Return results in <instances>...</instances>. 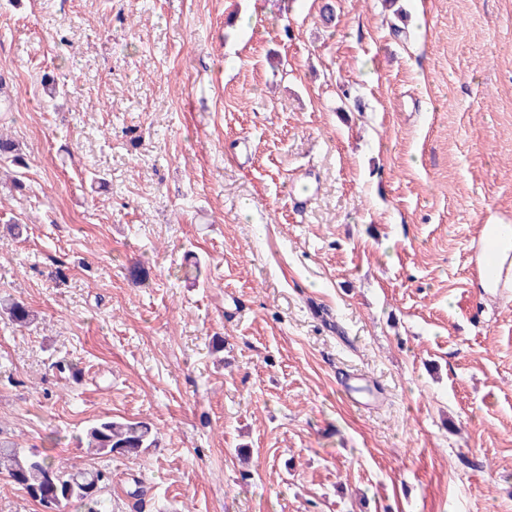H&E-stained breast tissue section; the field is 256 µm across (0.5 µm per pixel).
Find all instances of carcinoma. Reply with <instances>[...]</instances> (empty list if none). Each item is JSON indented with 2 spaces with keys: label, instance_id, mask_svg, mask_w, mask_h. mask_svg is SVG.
<instances>
[{
  "label": "carcinoma",
  "instance_id": "1",
  "mask_svg": "<svg viewBox=\"0 0 512 512\" xmlns=\"http://www.w3.org/2000/svg\"><path fill=\"white\" fill-rule=\"evenodd\" d=\"M0 165L14 169L13 184L21 185L22 169L27 167L18 146L0 135ZM0 313L11 324L24 327L37 315L26 304L10 297L0 298ZM82 442L95 455L137 456L154 448L158 436L144 423L105 417L89 426ZM0 474L19 485L36 501L43 512H63L72 501L81 503L86 512H100L101 495L112 482L110 472L98 468H80L18 444L0 439Z\"/></svg>",
  "mask_w": 512,
  "mask_h": 512
}]
</instances>
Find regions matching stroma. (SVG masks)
<instances>
[{
  "instance_id": "stroma-1",
  "label": "stroma",
  "mask_w": 512,
  "mask_h": 512,
  "mask_svg": "<svg viewBox=\"0 0 512 512\" xmlns=\"http://www.w3.org/2000/svg\"><path fill=\"white\" fill-rule=\"evenodd\" d=\"M397 6L0 11V294L38 314L0 318V433L110 470L103 512H512V292L477 271L512 225V0ZM106 415L160 447L81 451ZM19 150L18 146L11 139L4 138L3 135H0V165L14 169V186L21 185L20 177H22L21 174L23 173L19 168H27V164L19 153Z\"/></svg>"
}]
</instances>
